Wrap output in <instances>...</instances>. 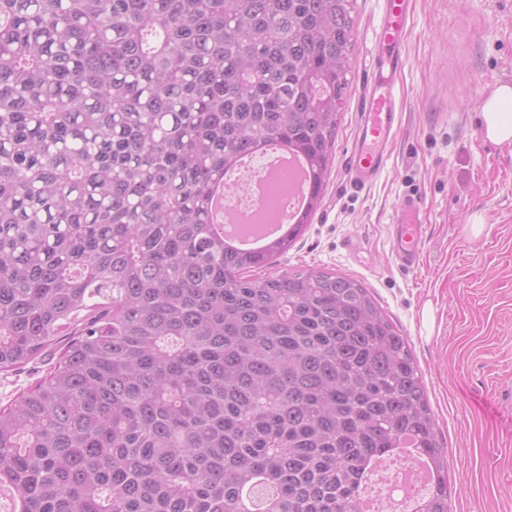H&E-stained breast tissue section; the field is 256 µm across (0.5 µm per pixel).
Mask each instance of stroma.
<instances>
[{"instance_id":"stroma-1","label":"stroma","mask_w":512,"mask_h":512,"mask_svg":"<svg viewBox=\"0 0 512 512\" xmlns=\"http://www.w3.org/2000/svg\"><path fill=\"white\" fill-rule=\"evenodd\" d=\"M381 0H353V71L319 209L277 270L335 272L369 289L407 336L448 459V512H512V143L480 106L512 82V0H413L401 127L377 182L347 180ZM425 200L418 269L397 267L390 223ZM481 218L485 230L472 237ZM67 336L0 371V410L59 366Z\"/></svg>"}]
</instances>
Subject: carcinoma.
Here are the masks:
<instances>
[{
  "mask_svg": "<svg viewBox=\"0 0 512 512\" xmlns=\"http://www.w3.org/2000/svg\"><path fill=\"white\" fill-rule=\"evenodd\" d=\"M351 0H0V370L78 331L0 410L18 512H358L402 437L448 460L403 336L359 281L268 271L318 209ZM280 141L308 207L263 251L212 187ZM264 269L261 277L251 272ZM251 156H252V154H250V153L242 154L239 157L235 167L230 169L224 175V182L217 183L216 185L213 186V188H212L213 194L212 195H213V202H214L216 211H219L221 206L224 203L227 188L231 184H233L236 180V178L232 179L234 172L235 171L239 172L242 168H245L248 165Z\"/></svg>",
  "mask_w": 512,
  "mask_h": 512,
  "instance_id": "cac0c4a2",
  "label": "carcinoma"
}]
</instances>
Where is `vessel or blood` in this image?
I'll use <instances>...</instances> for the list:
<instances>
[{
  "label": "vessel or blood",
  "instance_id": "1",
  "mask_svg": "<svg viewBox=\"0 0 512 512\" xmlns=\"http://www.w3.org/2000/svg\"><path fill=\"white\" fill-rule=\"evenodd\" d=\"M411 10L412 0H382L372 51L377 72L364 92L362 119L348 168V181L358 190L376 183L399 131L397 84L407 65L405 38ZM423 211L421 198L406 197L394 212L392 252L397 265L406 271L420 264Z\"/></svg>",
  "mask_w": 512,
  "mask_h": 512
}]
</instances>
